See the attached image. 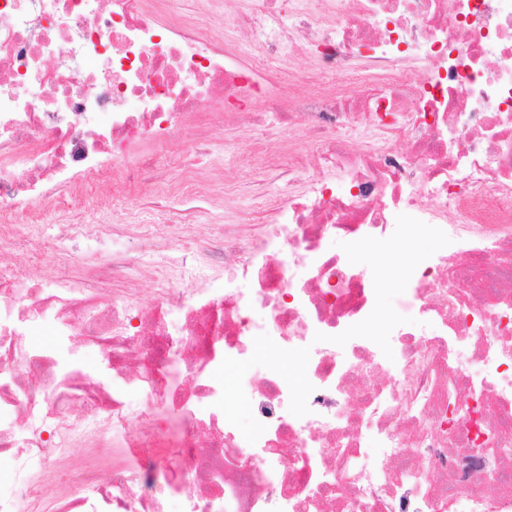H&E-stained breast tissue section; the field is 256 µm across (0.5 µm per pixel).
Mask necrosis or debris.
Listing matches in <instances>:
<instances>
[{
	"instance_id": "4bbe7bcc",
	"label": "necrosis or debris",
	"mask_w": 512,
	"mask_h": 512,
	"mask_svg": "<svg viewBox=\"0 0 512 512\" xmlns=\"http://www.w3.org/2000/svg\"><path fill=\"white\" fill-rule=\"evenodd\" d=\"M243 2L223 36L225 0H0V253L20 222L38 248L48 212L76 238L134 236L148 181L123 161L180 156L187 125L204 143L271 110L290 144L288 195L255 217L268 240L203 207L183 217L209 224L193 247L155 225L166 286L147 306L94 286L120 250L62 288L0 261V454L18 462L0 512H28L22 473L55 483L69 449L133 412L134 437L71 468L87 494L56 512H512V0ZM306 50L314 69L280 99L270 61ZM101 182L126 209L101 198L76 223ZM422 231L434 252L413 251ZM379 243L410 253L388 303L365 255ZM75 336L111 351L108 382ZM108 189L103 186H97L94 191L88 190L84 193L83 198L75 205L76 209L74 211L75 221L79 222H92L98 218V213L94 209L95 207V196H99L102 192L107 191ZM95 193V195H94Z\"/></svg>"
}]
</instances>
